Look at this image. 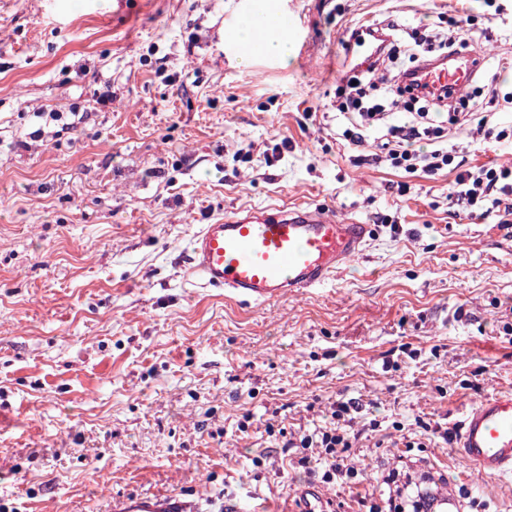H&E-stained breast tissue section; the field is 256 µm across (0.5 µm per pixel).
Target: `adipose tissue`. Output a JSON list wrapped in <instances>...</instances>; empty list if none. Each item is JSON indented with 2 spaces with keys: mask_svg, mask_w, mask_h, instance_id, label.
<instances>
[{
  "mask_svg": "<svg viewBox=\"0 0 512 512\" xmlns=\"http://www.w3.org/2000/svg\"><path fill=\"white\" fill-rule=\"evenodd\" d=\"M242 61L255 54L288 60L292 46L287 36V22L268 10L250 11L240 19L234 33Z\"/></svg>",
  "mask_w": 512,
  "mask_h": 512,
  "instance_id": "obj_1",
  "label": "adipose tissue"
}]
</instances>
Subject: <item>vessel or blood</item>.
<instances>
[{"label":"vessel or blood","instance_id":"vessel-or-blood-1","mask_svg":"<svg viewBox=\"0 0 512 512\" xmlns=\"http://www.w3.org/2000/svg\"><path fill=\"white\" fill-rule=\"evenodd\" d=\"M478 70L473 61L425 63L424 82L464 88ZM371 225L341 217L330 207L234 210L201 225L193 235L190 269L208 287L238 302L261 306L319 289L359 257ZM463 461L481 473L512 474V393L496 394L469 408L455 438ZM112 512H262L247 499L193 493L128 494L114 498Z\"/></svg>","mask_w":512,"mask_h":512}]
</instances>
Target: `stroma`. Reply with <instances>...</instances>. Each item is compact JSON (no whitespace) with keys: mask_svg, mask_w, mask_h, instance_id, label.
Here are the masks:
<instances>
[{"mask_svg":"<svg viewBox=\"0 0 512 512\" xmlns=\"http://www.w3.org/2000/svg\"><path fill=\"white\" fill-rule=\"evenodd\" d=\"M288 61L242 62L252 0H0V512H110L114 497L307 487L328 512L413 468L465 512H512V477L455 453L460 412L512 392V226L462 210L452 172L343 137L352 29L466 20L467 107L512 128V0H273ZM465 166L512 142L449 129ZM322 204L372 234L325 286L258 308L187 276L193 234L240 208ZM352 408L358 475L326 483L299 434Z\"/></svg>","mask_w":512,"mask_h":512,"instance_id":"stroma-1","label":"stroma"}]
</instances>
